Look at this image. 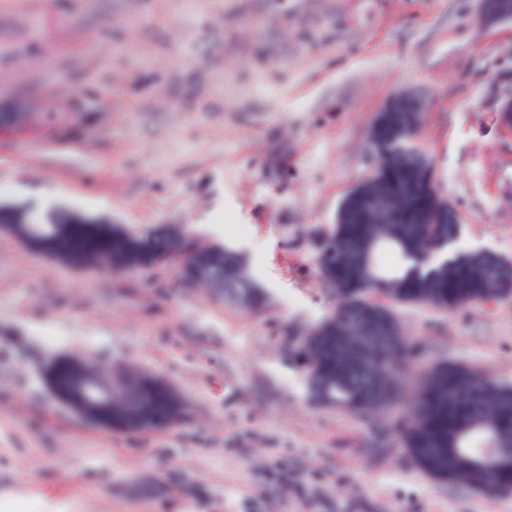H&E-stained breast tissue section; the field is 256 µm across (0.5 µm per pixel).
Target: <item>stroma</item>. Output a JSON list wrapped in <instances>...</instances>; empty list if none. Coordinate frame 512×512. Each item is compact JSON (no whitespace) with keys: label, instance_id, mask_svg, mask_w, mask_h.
I'll use <instances>...</instances> for the list:
<instances>
[{"label":"stroma","instance_id":"35a3bbf8","mask_svg":"<svg viewBox=\"0 0 512 512\" xmlns=\"http://www.w3.org/2000/svg\"><path fill=\"white\" fill-rule=\"evenodd\" d=\"M481 0H0V202L242 253L253 312L186 286L181 261L74 268L0 232V512H512L444 487L384 425L315 406L285 347L332 309L317 247L372 168L375 115L424 100L415 140L461 214L455 244L512 259V22ZM67 113L44 120L46 103ZM430 361L512 380V301L396 308ZM67 355L171 384L182 422L89 426L49 395ZM27 107L24 102L13 101L3 104L0 100V133L23 131L24 128L19 122V117L22 112L27 111Z\"/></svg>","mask_w":512,"mask_h":512}]
</instances>
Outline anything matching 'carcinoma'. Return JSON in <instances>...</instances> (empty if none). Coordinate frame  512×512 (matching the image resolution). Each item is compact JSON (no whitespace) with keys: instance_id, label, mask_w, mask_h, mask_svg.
Masks as SVG:
<instances>
[{"instance_id":"1","label":"carcinoma","mask_w":512,"mask_h":512,"mask_svg":"<svg viewBox=\"0 0 512 512\" xmlns=\"http://www.w3.org/2000/svg\"><path fill=\"white\" fill-rule=\"evenodd\" d=\"M414 112L375 116L367 144L378 159L357 187L391 197V205L367 214L357 195L341 200L345 222L331 228L332 245L316 257L326 287L338 298L334 310L312 329L291 338L288 355L306 375L309 398L344 409L367 422L383 420L398 447L423 473L445 486L492 496L497 485L512 484V382L488 376L471 364L439 361L413 375L423 346L403 331L394 307L428 305L441 311L512 297V260L489 251L453 249L460 224L452 212L437 210L429 196L434 169L411 142L418 126ZM43 256L74 264L104 257L126 271L155 267L171 255L206 259L224 279V298L255 308L263 301L249 268L228 246L201 248L179 227L148 233L124 224H65L45 234ZM364 323L376 327V349L384 362L363 367L343 351V332ZM136 387L145 411L171 426L186 409L177 394L139 372ZM124 397L112 393L115 430L144 432L120 418ZM492 437L506 456L480 458L477 448Z\"/></svg>"}]
</instances>
